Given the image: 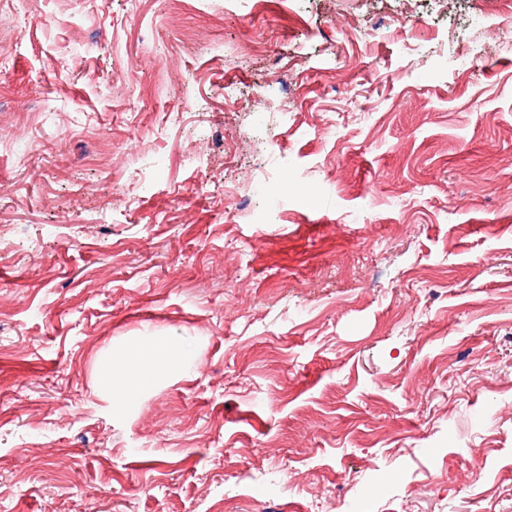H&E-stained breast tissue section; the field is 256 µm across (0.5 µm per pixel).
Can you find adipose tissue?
Here are the masks:
<instances>
[{
    "label": "adipose tissue",
    "instance_id": "obj_1",
    "mask_svg": "<svg viewBox=\"0 0 512 512\" xmlns=\"http://www.w3.org/2000/svg\"><path fill=\"white\" fill-rule=\"evenodd\" d=\"M182 353L173 343H147L102 361L98 379L106 384L115 408L127 405L130 396L152 384L163 372L179 371Z\"/></svg>",
    "mask_w": 512,
    "mask_h": 512
}]
</instances>
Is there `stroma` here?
<instances>
[{
  "label": "stroma",
  "mask_w": 512,
  "mask_h": 512,
  "mask_svg": "<svg viewBox=\"0 0 512 512\" xmlns=\"http://www.w3.org/2000/svg\"><path fill=\"white\" fill-rule=\"evenodd\" d=\"M0 33V512H512V17L0 0ZM159 339L183 369L114 411L97 360Z\"/></svg>",
  "instance_id": "1"
}]
</instances>
